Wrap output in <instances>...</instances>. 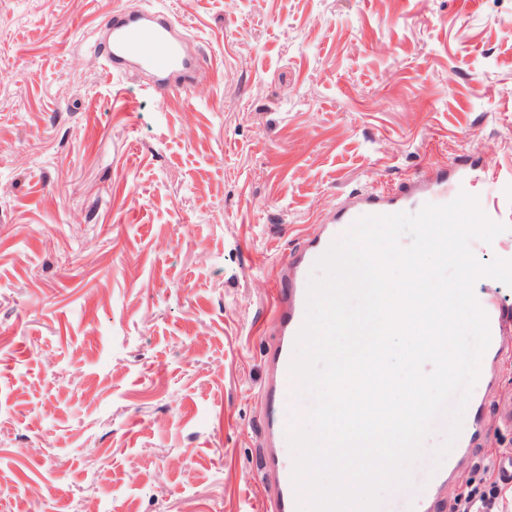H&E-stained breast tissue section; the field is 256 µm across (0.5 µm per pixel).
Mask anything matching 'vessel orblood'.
<instances>
[{"label":"vessel or blood","mask_w":512,"mask_h":512,"mask_svg":"<svg viewBox=\"0 0 512 512\" xmlns=\"http://www.w3.org/2000/svg\"><path fill=\"white\" fill-rule=\"evenodd\" d=\"M94 48L108 74L117 78L131 71L144 74L148 78L146 92L156 97L191 89L207 75L199 57L190 48L184 26L164 8L151 4L136 11L114 10L96 38ZM481 179L494 187L493 198L481 206L484 214L498 223L512 222V168L483 173ZM472 182L465 170L450 173L428 167L397 189H366L349 194L317 219L300 247L282 257L271 286L275 340L261 358L262 472L269 489L264 512H297L292 480L294 459L287 454L283 408L295 340L305 319L308 282L315 262L357 219L400 212L414 214L427 204L444 205L449 201V192L468 191ZM497 285L496 279H487L483 292L476 295L487 315L490 331V343L480 362L482 380L487 384L492 381V362L504 347L512 345V305L500 298ZM468 408L471 424L461 431L447 465L436 466L435 451L425 449L421 461L430 468L427 479L394 490L384 499L381 512H434L435 502L470 471L474 451L487 441L490 426L485 422L481 400L469 399Z\"/></svg>","instance_id":"1"}]
</instances>
